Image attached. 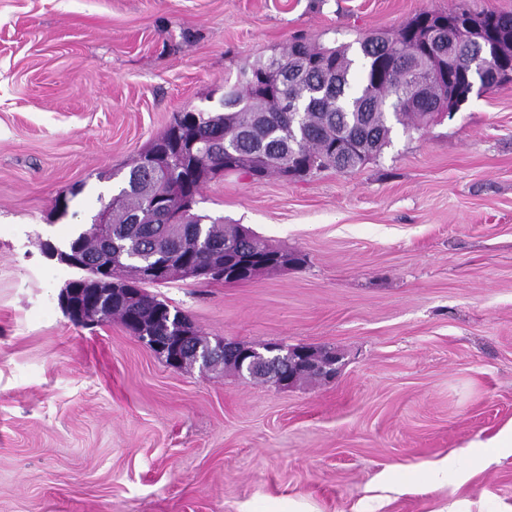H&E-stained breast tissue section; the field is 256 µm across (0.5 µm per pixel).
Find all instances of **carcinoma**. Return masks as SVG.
Returning a JSON list of instances; mask_svg holds the SVG:
<instances>
[{
    "label": "carcinoma",
    "instance_id": "cac0c4a2",
    "mask_svg": "<svg viewBox=\"0 0 512 512\" xmlns=\"http://www.w3.org/2000/svg\"><path fill=\"white\" fill-rule=\"evenodd\" d=\"M446 20L451 24L481 21V27L512 35V13H471L465 10L421 12L393 34L370 33L356 43L320 47L295 41L279 55L259 59L224 88L223 111L179 112L173 122L131 165L127 186L101 207L112 218V276L120 274L119 260L128 255L173 261L186 256L204 265L223 258L224 283L248 280L235 275L245 257L270 258L288 250L270 245L255 232L226 224L197 211L203 202L194 174L209 170L243 171L254 178L272 174L302 177L314 170H357L379 156L392 142L395 127L420 131L448 108L442 78L430 92L415 96L410 72L425 71V44L410 41L413 27L425 33ZM492 43L467 42L456 49V65L448 80L461 87L473 77L490 89L503 82L491 58ZM306 58L312 66L294 81L262 95L253 84L267 69H286ZM161 196L165 209L179 215L175 224H161L152 201ZM90 259L101 257L102 241L86 227L68 243ZM75 287L89 296L106 290L108 277H92L93 267ZM112 307L98 322L117 318L126 323L131 312L125 293H112Z\"/></svg>",
    "mask_w": 512,
    "mask_h": 512
}]
</instances>
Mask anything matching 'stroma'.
Instances as JSON below:
<instances>
[{
	"mask_svg": "<svg viewBox=\"0 0 512 512\" xmlns=\"http://www.w3.org/2000/svg\"><path fill=\"white\" fill-rule=\"evenodd\" d=\"M512 0H0V512H512V80L396 132L354 172L227 173L202 209L304 259L148 291L211 341L331 348L291 388L176 371L58 304L65 244L175 113L295 39L396 32ZM80 193L65 217L55 202ZM448 462L434 487L423 472ZM266 512H316L313 506L303 500L294 497H280L271 499L266 503Z\"/></svg>",
	"mask_w": 512,
	"mask_h": 512,
	"instance_id": "obj_1",
	"label": "stroma"
}]
</instances>
